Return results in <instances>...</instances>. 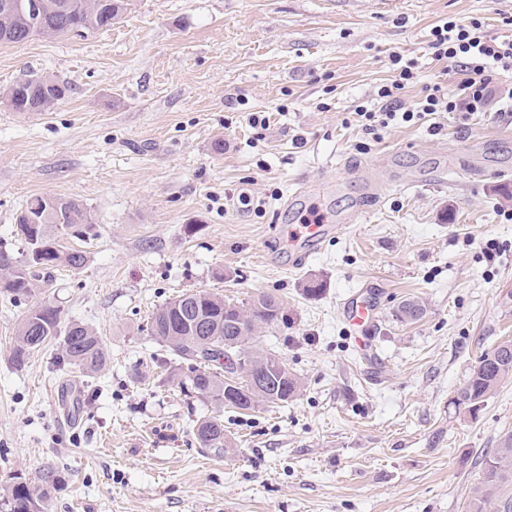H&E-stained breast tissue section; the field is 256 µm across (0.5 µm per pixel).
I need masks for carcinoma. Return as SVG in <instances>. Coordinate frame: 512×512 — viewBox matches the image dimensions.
<instances>
[{"mask_svg": "<svg viewBox=\"0 0 512 512\" xmlns=\"http://www.w3.org/2000/svg\"><path fill=\"white\" fill-rule=\"evenodd\" d=\"M0 0V43L17 44L34 37L79 36L111 26L127 10L125 0H33L36 13L21 17L11 3ZM68 93L66 85L49 74H31L0 95V105L13 112H47ZM89 223L87 209L76 199L35 196L16 217L17 234L29 239L32 250L20 260L0 252V293L15 300L32 296L38 283H48L59 266L81 269L86 253L64 248L53 233L62 227L74 229ZM424 313L420 302L409 300L399 308V316L416 320ZM209 323L207 333L194 331L192 320ZM229 321L241 325L227 331ZM286 321L279 302L259 295L244 303L207 291L184 293L156 309L150 332L166 351L181 360L196 362L184 381L194 392L240 411L288 402L299 390V378L282 357L255 344L265 325ZM58 342L56 364L79 368L90 376L102 370L108 355L102 342L88 325L71 322L61 326L60 311L50 304L29 309L17 326L11 362L22 368L45 345ZM512 379V341L499 343L481 355L451 404L475 418L484 403L506 380ZM200 447L221 452L229 441L223 421L216 417L195 424ZM60 475L52 467L43 469L34 482L19 481L4 491L0 505L5 512H45L48 488L56 486ZM468 512H512V431L499 438L498 448L481 459V474L472 487Z\"/></svg>", "mask_w": 512, "mask_h": 512, "instance_id": "cac0c4a2", "label": "carcinoma"}]
</instances>
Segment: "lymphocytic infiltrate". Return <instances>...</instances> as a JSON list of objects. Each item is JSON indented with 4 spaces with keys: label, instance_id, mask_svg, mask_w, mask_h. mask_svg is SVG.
I'll use <instances>...</instances> for the list:
<instances>
[{
    "label": "lymphocytic infiltrate",
    "instance_id": "f902f5d3",
    "mask_svg": "<svg viewBox=\"0 0 512 512\" xmlns=\"http://www.w3.org/2000/svg\"><path fill=\"white\" fill-rule=\"evenodd\" d=\"M429 48L434 61L454 64L462 76L463 101L449 97L442 86L425 87L419 110L405 109L400 93L412 87L416 76L412 65L402 63L400 56H392L393 79L390 84L377 90L381 103L379 109L363 108L357 115L366 130L389 126L390 122H410L439 112H485L501 91L497 77L512 73V35L492 36L484 32L480 20H473L464 26L446 21L434 26L431 31Z\"/></svg>",
    "mask_w": 512,
    "mask_h": 512
}]
</instances>
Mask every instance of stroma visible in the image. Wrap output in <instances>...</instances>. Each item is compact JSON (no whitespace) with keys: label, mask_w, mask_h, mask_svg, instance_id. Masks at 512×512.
I'll return each instance as SVG.
<instances>
[{"label":"stroma","mask_w":512,"mask_h":512,"mask_svg":"<svg viewBox=\"0 0 512 512\" xmlns=\"http://www.w3.org/2000/svg\"><path fill=\"white\" fill-rule=\"evenodd\" d=\"M510 16L512 0H129L87 37L0 44V91L32 73L70 88L37 118L0 106V250L25 253L15 218L31 197L91 216L85 236L58 233L83 269L0 295V490L52 467L47 512H467L482 454L512 430V380L477 418L450 403L512 339V120L440 112L374 136L355 109L376 107L394 55L418 74L407 107L426 84L459 94L431 28L477 19L497 35ZM243 186L262 213L226 205ZM355 210L294 266L289 226ZM363 286L379 311L362 345L340 307ZM197 290L280 301L285 322L257 344L300 378L295 397L241 413L179 384L188 362L164 363L147 323ZM408 299L420 319L398 317ZM42 302L95 330L100 374L56 368L53 343L13 366L16 326ZM209 416L220 455L194 435ZM195 434L201 448L220 453L230 443L224 436L223 421L216 417L200 419L195 424Z\"/></svg>","instance_id":"stroma-1"}]
</instances>
